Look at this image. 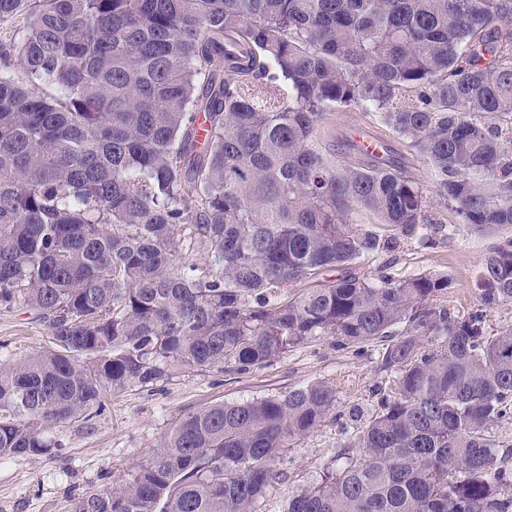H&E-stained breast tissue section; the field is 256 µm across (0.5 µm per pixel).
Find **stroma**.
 <instances>
[{"label":"stroma","mask_w":512,"mask_h":512,"mask_svg":"<svg viewBox=\"0 0 512 512\" xmlns=\"http://www.w3.org/2000/svg\"><path fill=\"white\" fill-rule=\"evenodd\" d=\"M329 122L342 133L352 126L378 131L407 176L422 186L431 185L430 167L383 128L377 116L339 109L330 114ZM427 214L439 226L433 245L423 247L416 238L404 237L394 250L360 258L355 270L369 277L384 265L400 276L418 271L446 274L452 281L450 311L470 310L480 303L475 278L502 236L475 233L435 200ZM48 344L47 327L34 314L20 307L0 308V356H26ZM381 352L378 342L346 348L338 346L335 337L320 336L245 372L176 369L152 386L131 384L107 395L101 412H87L51 429L48 438L56 444L51 452L1 460L0 512H75L78 499L127 480L186 414L215 403L285 393L316 381L331 382L337 390L336 417L328 418L289 449L284 476L255 507L256 512H284L289 494L318 480L324 466L335 460L342 430L356 429V416L372 408L374 384L389 378L381 367Z\"/></svg>","instance_id":"35a3bbf8"}]
</instances>
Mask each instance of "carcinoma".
I'll use <instances>...</instances> for the list:
<instances>
[{
	"label": "carcinoma",
	"mask_w": 512,
	"mask_h": 512,
	"mask_svg": "<svg viewBox=\"0 0 512 512\" xmlns=\"http://www.w3.org/2000/svg\"><path fill=\"white\" fill-rule=\"evenodd\" d=\"M0 307L50 345L0 358V459L172 367H260L317 336L383 343L364 422L285 512H512L491 428L512 417V236L452 314L431 271L358 275L429 195L512 232V0H0ZM336 108L374 112L432 169L341 167ZM363 211L380 235L351 222ZM334 268L338 275L324 280ZM308 283L301 288L299 284ZM335 385L187 414L75 512H254Z\"/></svg>",
	"instance_id": "obj_1"
}]
</instances>
